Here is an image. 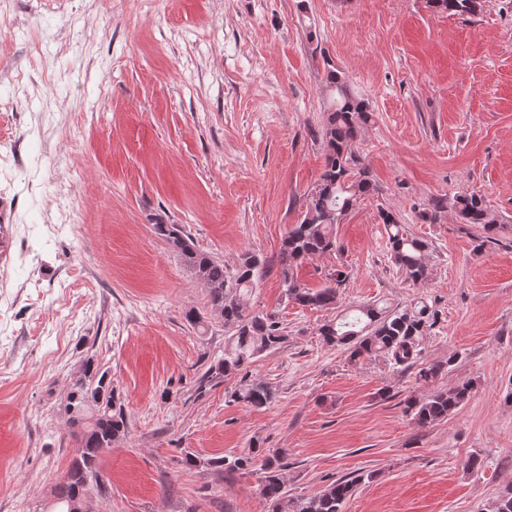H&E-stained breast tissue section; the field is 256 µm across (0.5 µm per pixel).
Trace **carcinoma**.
<instances>
[{"instance_id": "obj_1", "label": "carcinoma", "mask_w": 512, "mask_h": 512, "mask_svg": "<svg viewBox=\"0 0 512 512\" xmlns=\"http://www.w3.org/2000/svg\"><path fill=\"white\" fill-rule=\"evenodd\" d=\"M484 3L485 0H426L427 7L433 11L467 17L479 15ZM326 87L332 94V103L321 128L324 169L306 199L303 217L292 225L282 241L278 263L287 300L312 309L333 310L340 303L343 272L328 274L324 285L313 289L300 283L298 267L312 256L335 251L336 225L343 223L359 201L375 195L378 188L364 159L353 149L370 119L368 101L351 91L345 77L329 61L326 62ZM445 208L443 201L438 200L420 210L418 217L435 224ZM452 208L460 223L479 225L487 242L494 240L496 232L502 228L497 214L477 194L454 197ZM379 218L386 227L391 259L405 279L414 284L427 280V242L407 232L393 211L382 208ZM152 228L158 237L179 249V256L204 285L209 309L221 312L224 325L233 331L224 356L208 367L202 381L234 373L285 342L286 336L278 322L249 312L250 294L267 260L247 252L235 273L228 276L224 274V264L197 249L179 225L154 224ZM435 323L436 312L422 301L392 311L368 304L341 311L335 320L320 326L319 334L328 346L347 347L353 359L363 355L381 357L406 368L418 362L420 343ZM449 365L448 361L422 368L418 378L426 383L434 382L447 372ZM471 389L468 381L450 389H437L421 399L407 401L406 411L413 413L420 425L446 420ZM235 397L248 406L261 407L271 401L272 392L264 382L252 381L243 384ZM64 410L74 419L86 420V425L67 477L54 490L58 512H67L70 502L86 496L89 488L105 486L99 460L112 441L127 431L126 417L122 406L116 402L111 381L90 359L72 383ZM285 458L286 453L282 451L264 455L256 448L244 458L231 461L224 457L213 458L207 464L228 471L260 466L264 473L261 495L271 512H342L356 486L372 478L369 473L353 479L340 478L313 497L293 499L288 497L281 479Z\"/></svg>"}]
</instances>
